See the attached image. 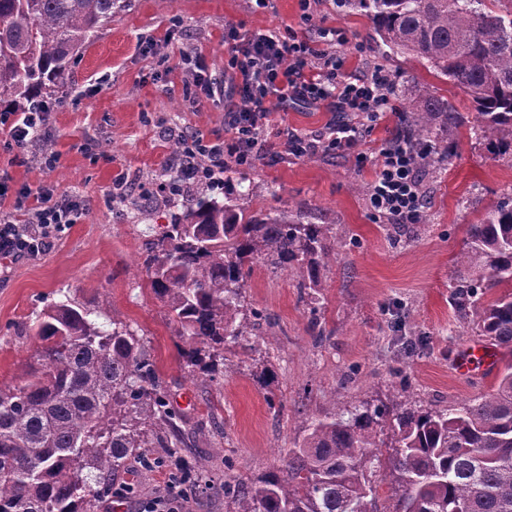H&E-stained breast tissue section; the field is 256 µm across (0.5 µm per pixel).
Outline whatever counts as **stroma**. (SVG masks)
<instances>
[{"mask_svg":"<svg viewBox=\"0 0 512 512\" xmlns=\"http://www.w3.org/2000/svg\"><path fill=\"white\" fill-rule=\"evenodd\" d=\"M311 14L309 23L301 22L299 0H266L261 8L255 0H126L78 56L66 99L47 114L44 139L11 148L0 130V176L13 188L0 199V215L29 223L35 202L17 205L21 189L84 202L81 217L49 251L0 274V382L22 380L37 346L25 325L48 304L66 296L101 319L123 320L142 337L183 419L182 460L204 462L209 471L206 488L182 512H226L225 477L247 481L277 470L308 422L386 398L399 384L407 386L403 402L442 410L497 381L481 371L457 373L460 349L479 336L458 322L451 296L468 225L512 192V157L491 158L470 127L449 128L443 134L448 160L423 171L425 222L385 225L371 211L365 186L399 130L397 114L409 92L431 86L466 115L472 104L429 65L375 45L361 13L341 10L336 0H313ZM228 24L243 32L292 29L310 38L320 27L343 28L350 42L335 52L346 72L379 66L396 74L399 86L393 112L375 122L354 153H289L280 130L315 137L338 115L323 105H275L265 129L275 152L249 168L218 173L215 195H223L224 184L247 182L251 192L240 198L242 207L293 205L316 223L335 225L337 244L313 302L301 295L295 275L254 264L246 301L264 315L257 330L262 341L254 350L244 345L225 353L223 377L210 382L190 376L141 263L178 211L159 187L173 174L169 161L179 133L231 137L223 93L189 101L184 85L191 75L181 63L183 52L200 54L212 77L223 79L232 50L224 39ZM48 141L56 156L50 170L41 162ZM357 183L363 191H354ZM314 307L325 329L320 340L310 328ZM403 315L429 340L424 354L407 360L397 357L389 328ZM168 486V471L135 465L97 512H143Z\"/></svg>","mask_w":512,"mask_h":512,"instance_id":"35a3bbf8","label":"stroma"}]
</instances>
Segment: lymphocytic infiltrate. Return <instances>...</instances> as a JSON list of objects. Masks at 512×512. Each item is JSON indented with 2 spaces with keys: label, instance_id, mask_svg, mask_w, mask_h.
Listing matches in <instances>:
<instances>
[{
  "label": "lymphocytic infiltrate",
  "instance_id": "lymphocytic-infiltrate-1",
  "mask_svg": "<svg viewBox=\"0 0 512 512\" xmlns=\"http://www.w3.org/2000/svg\"><path fill=\"white\" fill-rule=\"evenodd\" d=\"M224 36L234 43L227 68L232 92L241 102L239 108L224 114L233 138L212 141L193 135L190 145L173 160L183 181L195 178L199 157H208L220 166L230 160L236 167L247 168L260 154L270 152L272 145L263 137V126L272 104H323L343 113V120L332 125L328 135L313 139L287 136L286 146L299 156L352 148L365 123L393 109L397 80L392 73L377 67L359 76L343 74L342 58L329 50L333 44H349L343 29L319 28L316 46L297 34L285 37L273 30L243 33L229 26ZM381 154L369 186L371 208L398 224L419 223L424 193L417 153L407 142L395 139ZM81 207V201L69 195L45 197L31 223L15 224L1 218L0 269L46 253L66 226L74 223Z\"/></svg>",
  "mask_w": 512,
  "mask_h": 512
}]
</instances>
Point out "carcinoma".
I'll return each instance as SVG.
<instances>
[{"label": "carcinoma", "instance_id": "1", "mask_svg": "<svg viewBox=\"0 0 512 512\" xmlns=\"http://www.w3.org/2000/svg\"><path fill=\"white\" fill-rule=\"evenodd\" d=\"M119 0H0V104L28 112L65 87L80 50L112 21ZM360 11L390 49L426 62L469 96L474 133L491 154L512 156V0H336ZM402 132L431 167L448 158L440 133L466 125L428 87L413 91ZM184 190L181 211L150 243L149 288L166 310L190 373L214 381L224 351L256 335L246 278L261 262L288 270L316 293L336 251L332 225L293 207L248 211L239 191ZM452 304L459 321L505 349L497 384L457 407L362 401L308 425L282 466L251 481L224 479L228 512H512V197L464 240ZM509 292L492 302V288ZM28 329L39 343L25 379L0 384V512H95L131 461L164 467L178 458L180 417L167 402L141 337L104 325L69 301ZM409 359L423 336L397 337ZM386 433V440L378 439ZM392 476L378 506L372 476ZM205 466H180L176 483L201 486Z\"/></svg>", "mask_w": 512, "mask_h": 512}]
</instances>
